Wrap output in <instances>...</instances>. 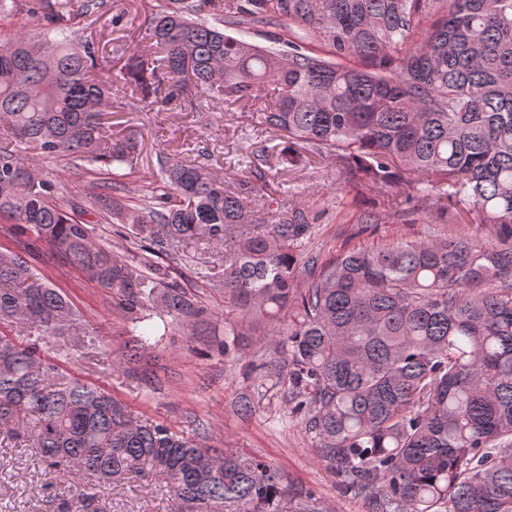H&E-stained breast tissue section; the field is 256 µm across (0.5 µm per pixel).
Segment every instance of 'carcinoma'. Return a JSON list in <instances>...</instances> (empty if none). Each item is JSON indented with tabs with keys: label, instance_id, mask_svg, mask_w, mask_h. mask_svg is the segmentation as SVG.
I'll list each match as a JSON object with an SVG mask.
<instances>
[{
	"label": "carcinoma",
	"instance_id": "cac0c4a2",
	"mask_svg": "<svg viewBox=\"0 0 512 512\" xmlns=\"http://www.w3.org/2000/svg\"><path fill=\"white\" fill-rule=\"evenodd\" d=\"M73 0H28L33 30L0 42V126L44 158L113 166L86 206L130 225L146 255L96 244L79 206L0 146V216L26 237L0 251V436L34 445L54 469L109 486L165 476L194 512H280L287 475L266 460L202 448L133 416L112 393L69 376L67 347H90L83 315L32 261L46 246L112 290L134 344L205 314L170 275L194 243L219 249L224 299L265 322L268 349L246 378L285 403L371 512H512V0H158L122 80L164 105L193 89L253 102L293 163L329 154L360 183H406L469 206L477 233L399 235L312 262L297 248L314 221L283 209L261 171L227 182L160 156L162 175L126 201L132 146L109 140L112 77L78 36ZM265 29L267 44L250 38ZM427 213L360 215V224H425ZM67 337L56 357L43 348ZM244 346L224 325L226 355Z\"/></svg>",
	"mask_w": 512,
	"mask_h": 512
}]
</instances>
